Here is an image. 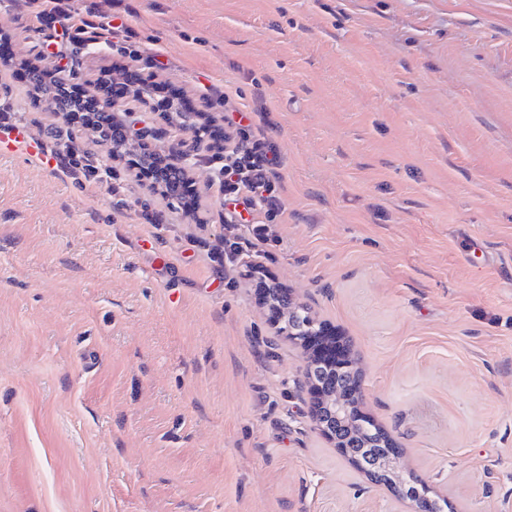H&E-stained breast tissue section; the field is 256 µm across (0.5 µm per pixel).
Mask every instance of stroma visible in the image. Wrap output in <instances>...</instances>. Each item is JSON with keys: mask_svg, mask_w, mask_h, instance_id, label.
<instances>
[{"mask_svg": "<svg viewBox=\"0 0 512 512\" xmlns=\"http://www.w3.org/2000/svg\"><path fill=\"white\" fill-rule=\"evenodd\" d=\"M125 33L57 38L0 0V110L55 155L0 154V512H410L310 417L307 351L224 255V155L186 213L138 153L31 106L20 66L94 92L264 112L285 210L270 284L337 336L360 410L446 512H512V0H72Z\"/></svg>", "mask_w": 512, "mask_h": 512, "instance_id": "stroma-1", "label": "stroma"}]
</instances>
